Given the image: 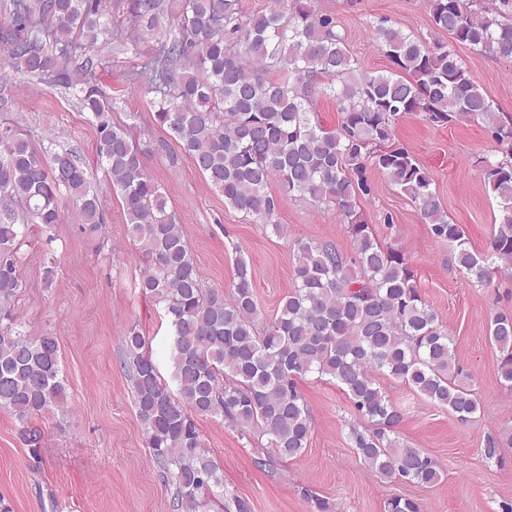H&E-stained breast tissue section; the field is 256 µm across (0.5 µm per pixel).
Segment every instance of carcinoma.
I'll return each instance as SVG.
<instances>
[{
	"instance_id": "1",
	"label": "carcinoma",
	"mask_w": 512,
	"mask_h": 512,
	"mask_svg": "<svg viewBox=\"0 0 512 512\" xmlns=\"http://www.w3.org/2000/svg\"><path fill=\"white\" fill-rule=\"evenodd\" d=\"M432 28L448 41H426L380 17L373 41L389 61L361 70L332 13L314 0H268L247 14L242 0H132L133 34L122 47L157 41L130 80L154 94L155 119L167 127L224 205L285 236L275 220L271 182L315 207H334L351 238L348 253L330 241L294 242V287L276 316L258 326L256 271L236 256L233 295L205 288L183 225L150 176L130 127L112 123L116 101L78 53L112 40L106 0H10L0 25V78L23 71L75 91L97 122L96 164L120 199L128 234L144 260L138 288L163 305L169 322L170 380L159 373L137 327L125 338L134 402L147 447L174 487L178 512H197L224 494L218 465L205 448L199 418H219L243 437L266 439L279 460L306 449L314 427L297 379L326 377L355 412L348 438L365 467L389 482L438 483L437 462L399 441L404 418L380 378L402 381L464 423L478 411L448 329L422 297L404 254L381 243L357 210L372 189L367 169L384 174L410 199L432 235L448 241L458 270L483 286L512 270V120L504 119L475 82L454 45L512 62V0H426ZM336 102V130L323 128L313 102ZM420 114L436 126L483 123L501 157L482 160L483 180L500 222L485 251L472 249L448 219L426 167L395 141V121ZM93 235L105 224L102 194L73 150L38 151L0 123V410L22 423L38 453L42 431L30 424L64 399L59 346L53 336L19 329L10 309L23 281L21 246L31 226L64 223L62 196ZM499 352L497 381L512 393V314L488 327ZM512 445V433L487 438L483 456ZM387 512H423L394 497Z\"/></svg>"
}]
</instances>
